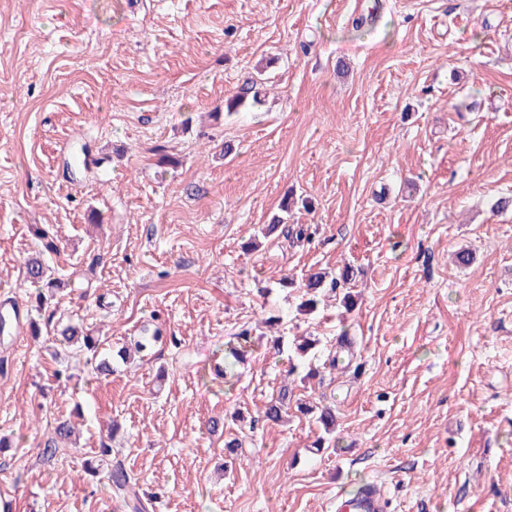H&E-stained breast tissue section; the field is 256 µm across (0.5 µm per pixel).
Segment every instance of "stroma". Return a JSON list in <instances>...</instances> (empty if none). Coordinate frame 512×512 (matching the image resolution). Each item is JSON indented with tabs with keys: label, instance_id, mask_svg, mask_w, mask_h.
I'll list each match as a JSON object with an SVG mask.
<instances>
[{
	"label": "stroma",
	"instance_id": "1",
	"mask_svg": "<svg viewBox=\"0 0 512 512\" xmlns=\"http://www.w3.org/2000/svg\"><path fill=\"white\" fill-rule=\"evenodd\" d=\"M257 75L260 103L224 115ZM290 190L311 241L261 237ZM510 195L512 0H0V296L41 326L0 335V497L128 512L84 471L106 446L144 512H336L370 480L389 512H512ZM35 224L56 314L111 355L161 330L153 355L105 378L53 359ZM346 265L356 306L326 289L298 313L306 275ZM343 332L349 365L313 379L272 349ZM284 386L334 409L335 446L298 413L263 421ZM26 271L28 280L37 287V290H39L36 294V300L39 304L38 308L41 310L42 306L46 303L45 301L48 300L42 292V288L44 286L47 288L57 286L56 283H58L59 280L58 278L52 277L51 266L49 265V259L47 258H32L26 264Z\"/></svg>",
	"mask_w": 512,
	"mask_h": 512
}]
</instances>
